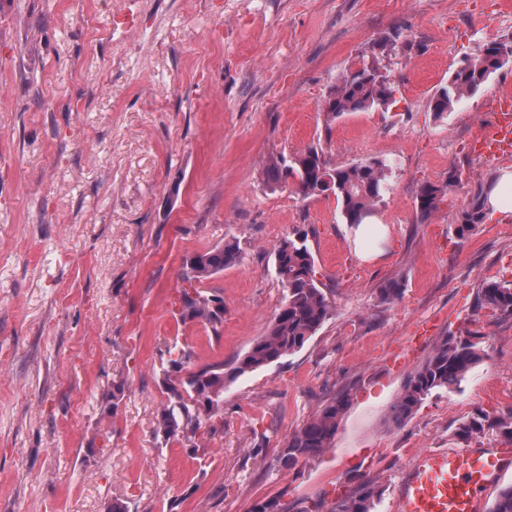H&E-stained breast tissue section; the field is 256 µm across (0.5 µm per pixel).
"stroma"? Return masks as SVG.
<instances>
[{
	"mask_svg": "<svg viewBox=\"0 0 512 512\" xmlns=\"http://www.w3.org/2000/svg\"><path fill=\"white\" fill-rule=\"evenodd\" d=\"M512 39V0H0V512H288L379 485L390 512L421 448L463 442L475 411L512 409V316L477 317L484 282L512 284V213L458 238L459 211L512 158L473 154L512 62L436 117L434 92L478 47ZM379 57L388 107L327 120L323 104L361 57ZM320 147L330 166H391L392 190L357 237L335 196L265 184L268 158ZM461 182L428 219L425 182ZM308 234L332 317L302 350L224 389L196 449L160 444L155 416L170 346L193 367L231 360L274 319L273 252ZM219 331L182 323L187 254L230 239ZM398 281L402 296L380 302ZM432 338L479 331L485 357L460 390L429 396L402 426L390 408ZM402 367L390 364L404 350ZM122 387L117 412L101 394ZM330 448L276 465L292 432L341 390Z\"/></svg>",
	"mask_w": 512,
	"mask_h": 512,
	"instance_id": "obj_1",
	"label": "stroma"
}]
</instances>
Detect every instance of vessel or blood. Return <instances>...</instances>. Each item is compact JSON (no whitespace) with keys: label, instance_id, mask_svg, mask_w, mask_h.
<instances>
[{"label":"vessel or blood","instance_id":"obj_1","mask_svg":"<svg viewBox=\"0 0 512 512\" xmlns=\"http://www.w3.org/2000/svg\"><path fill=\"white\" fill-rule=\"evenodd\" d=\"M487 157L512 155V101L495 107L490 132L476 143ZM512 458L489 448H435L416 451L399 480L391 512H480L482 495Z\"/></svg>","mask_w":512,"mask_h":512}]
</instances>
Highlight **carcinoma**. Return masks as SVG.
I'll list each match as a JSON object with an SVG mask.
<instances>
[{
    "instance_id": "carcinoma-1",
    "label": "carcinoma",
    "mask_w": 512,
    "mask_h": 512,
    "mask_svg": "<svg viewBox=\"0 0 512 512\" xmlns=\"http://www.w3.org/2000/svg\"><path fill=\"white\" fill-rule=\"evenodd\" d=\"M503 45L512 47V40L483 45L453 72L447 84L439 87L432 97L437 116H443L461 99L480 90L503 66L500 57ZM379 64L376 57L364 58L343 73L326 99L325 112L330 118L388 104L390 88ZM389 174L390 166L378 158L332 169L315 145L307 147L290 162L273 157L263 171L266 183L272 187L294 178L296 191L304 198L333 193L346 223L352 227L371 217L390 193ZM459 181L458 171L452 168L446 181L421 186L416 197L421 218L428 219ZM484 209L485 197L479 192L459 212L455 235L463 239L483 223ZM241 253L240 241L233 239L183 259L181 281L188 287L181 289L179 316L182 322L208 324L213 331H218L224 319L221 289L203 291L195 284L235 265ZM274 266L285 291L282 305L267 331L256 337L250 349L237 357L229 369H224V363L219 362L192 370L193 353L176 344L169 347V359L159 373L166 401L157 412L155 427V435L163 443L197 447L195 439L199 431L212 418L223 414L227 383L298 352L331 317L333 305L316 278L307 235L282 239L274 250ZM477 301L478 309L488 311L495 318L512 316V287L509 285L490 282L478 293ZM481 339V335L471 331L463 338L441 337L426 360L409 374L401 396L392 406L390 422L396 426L404 424L434 392L459 390L468 373L483 359ZM348 403L347 391L326 401L310 420L288 437L277 456L279 466L292 469L301 461L320 456L330 447ZM488 433L512 442V411L490 414L479 410L457 428V436L465 441ZM381 495L380 487L363 480L353 494L332 503L328 512H374L375 501ZM250 512H287V508L280 499L267 498L255 502ZM488 512H512V485L497 491Z\"/></svg>"
}]
</instances>
